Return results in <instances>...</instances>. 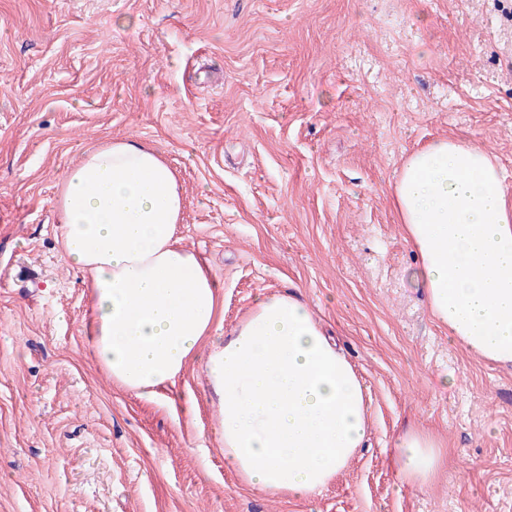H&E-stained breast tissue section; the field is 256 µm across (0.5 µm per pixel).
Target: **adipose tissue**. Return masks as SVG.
Wrapping results in <instances>:
<instances>
[{"mask_svg": "<svg viewBox=\"0 0 512 512\" xmlns=\"http://www.w3.org/2000/svg\"><path fill=\"white\" fill-rule=\"evenodd\" d=\"M392 194L433 319L471 355L512 365V194L498 165L441 138L408 156ZM182 210L178 178L153 147L114 140L66 170L61 258L92 294V354L114 385L149 400L201 358L229 469L273 495L319 492L369 433L360 379L292 294L260 296L221 337L223 284L182 246ZM394 447L402 480L420 488L447 462L428 430H404Z\"/></svg>", "mask_w": 512, "mask_h": 512, "instance_id": "1", "label": "adipose tissue"}]
</instances>
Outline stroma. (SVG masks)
Segmentation results:
<instances>
[{
	"instance_id": "35a3bbf8",
	"label": "stroma",
	"mask_w": 512,
	"mask_h": 512,
	"mask_svg": "<svg viewBox=\"0 0 512 512\" xmlns=\"http://www.w3.org/2000/svg\"><path fill=\"white\" fill-rule=\"evenodd\" d=\"M437 138L512 188V0H0V512H512V366L432 320L392 207L403 160ZM114 139L177 172L182 242L224 282L221 336L288 292L349 357L369 438L322 491L226 467L199 361L170 409L94 363L56 197ZM409 427L448 449L422 489L393 459Z\"/></svg>"
}]
</instances>
